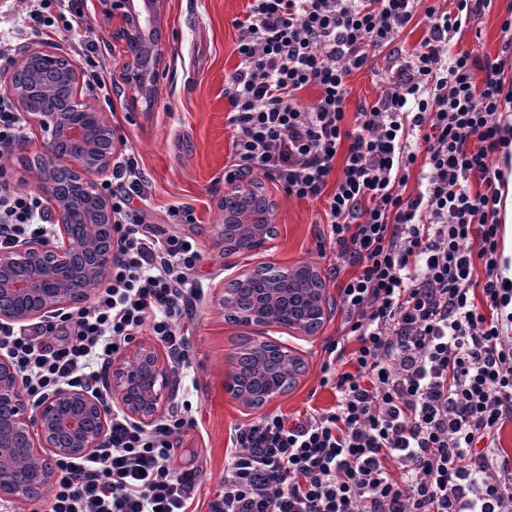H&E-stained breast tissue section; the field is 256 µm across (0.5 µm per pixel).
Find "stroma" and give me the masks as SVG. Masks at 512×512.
Here are the masks:
<instances>
[{
  "mask_svg": "<svg viewBox=\"0 0 512 512\" xmlns=\"http://www.w3.org/2000/svg\"><path fill=\"white\" fill-rule=\"evenodd\" d=\"M511 3L495 0L483 20L481 34H465L458 49L474 48L496 56L501 40L499 16ZM245 5V0H168L167 67L155 104L149 109L132 108L125 98L113 96L109 83L119 74L121 48L99 23L93 0H80L79 5L82 27L89 30L95 47L76 55L75 60L83 70L99 68L107 82L106 88H89L88 95L121 130L125 153L135 155L146 174L153 222L193 238L202 256L198 279L203 297L186 322L192 368L181 379L173 399L177 406L191 403L196 420L195 427L182 435L173 460L174 467L197 470L202 475V485L195 494L196 512H206L208 502L224 492L227 450L235 428L256 421L265 412L291 416L310 405L328 408L336 403L333 389L319 384L323 348L336 338L342 321L336 279L329 271L333 258L320 254L322 204L290 198L276 181L265 180L267 191L279 203L274 248L228 258L217 242L221 225L218 200L231 169L232 148L227 120L230 105L224 88L239 63L232 21L244 13ZM263 262L279 268L305 263L317 266L332 312L315 336L267 329L268 338L301 353L308 367L295 388L261 412L232 399L224 388L227 357L247 331L225 319L222 285L225 279Z\"/></svg>",
  "mask_w": 512,
  "mask_h": 512,
  "instance_id": "stroma-1",
  "label": "stroma"
}]
</instances>
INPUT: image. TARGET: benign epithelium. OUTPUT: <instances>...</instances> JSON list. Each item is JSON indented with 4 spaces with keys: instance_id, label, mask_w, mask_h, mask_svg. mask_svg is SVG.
<instances>
[{
    "instance_id": "1",
    "label": "benign epithelium",
    "mask_w": 512,
    "mask_h": 512,
    "mask_svg": "<svg viewBox=\"0 0 512 512\" xmlns=\"http://www.w3.org/2000/svg\"><path fill=\"white\" fill-rule=\"evenodd\" d=\"M102 24L121 44L122 72L114 85L116 96L132 104L154 102L166 67L167 46L162 40L167 0H93ZM35 69L53 70L72 87L65 112H49L25 88L14 82V71L0 70V91L8 94L19 111L40 131L42 158L35 173L39 190L48 198L53 213L52 239L24 240L0 252V324H19L47 319L88 301L84 282L105 280L118 258L113 230L112 203L108 196L86 183L89 171L105 176L123 150L124 139L106 114L82 92L81 67L58 47L34 42L26 49ZM224 223L253 225L242 238L220 228L224 256L264 251L277 237L278 203L260 183L244 172L230 174L220 200ZM82 215L93 242L88 254L68 247L74 231L72 216ZM269 284L268 292L288 293L298 311L284 322L264 307L246 299L257 276ZM224 304L236 308L230 323L256 334L283 327L313 336L322 330L330 314L329 298L316 266L302 264L273 271L260 267L242 271L224 285ZM264 354L281 366L278 376L258 387L251 386L244 357ZM226 391L234 398L249 392L251 407L261 408L293 389L306 372L299 353L259 338H249L229 357ZM115 403L142 425L153 423L175 394L177 379L150 344L137 343L129 354L112 361L103 378ZM109 410L96 393L85 388L61 387L33 403L24 391L11 361L0 355V498L36 500L41 483L56 478L55 463L61 456L81 457L104 446L109 431ZM40 453L43 471L25 475L19 459L27 451Z\"/></svg>"
}]
</instances>
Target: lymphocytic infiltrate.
<instances>
[{
  "label": "lymphocytic infiltrate",
  "instance_id": "1",
  "mask_svg": "<svg viewBox=\"0 0 512 512\" xmlns=\"http://www.w3.org/2000/svg\"><path fill=\"white\" fill-rule=\"evenodd\" d=\"M249 0L234 18L241 61L225 93L236 169L324 201L320 240L354 273L339 295L342 324L325 347L321 386L335 406L266 415L230 438L224 493L208 512H512V283L504 276L500 157L512 152V9L497 57L454 51L493 0ZM0 58L27 31L90 45L74 0H25ZM414 49L399 41L414 20ZM387 77L346 122L350 78L372 54ZM317 87L313 105L302 91ZM418 189L407 193L409 180ZM147 178L135 157L113 166L120 256L107 286L37 332L0 325V354L31 399L59 387H98L140 332L190 366L184 333L202 290L191 238L147 224ZM51 233L41 200L0 164V250ZM189 404L140 425L113 411L108 443L60 459L48 512H190L196 471L174 467Z\"/></svg>",
  "mask_w": 512,
  "mask_h": 512
}]
</instances>
